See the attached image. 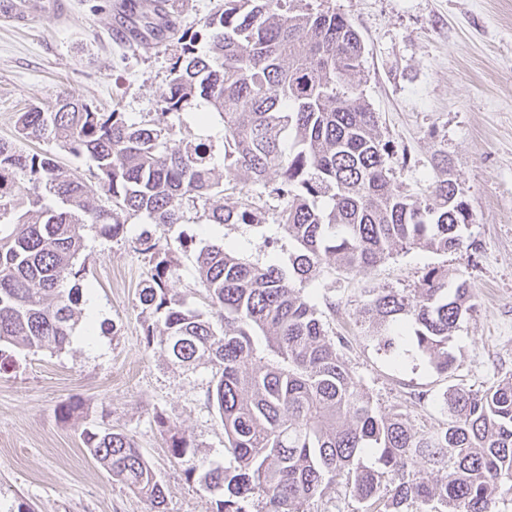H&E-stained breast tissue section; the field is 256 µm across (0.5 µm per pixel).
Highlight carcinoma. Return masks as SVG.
Segmentation results:
<instances>
[{
    "mask_svg": "<svg viewBox=\"0 0 512 512\" xmlns=\"http://www.w3.org/2000/svg\"><path fill=\"white\" fill-rule=\"evenodd\" d=\"M178 42L161 111L206 103L197 120L223 123L224 176L206 143L177 144L169 125L131 122L117 108L99 112L70 95L18 113L17 131L87 158L108 204H91L83 178L54 158L0 139V220L12 215L17 224L0 236V370L9 348L56 352L69 343L81 314L74 260L83 226L115 239L131 217L164 227L199 205L210 224H251L250 190H239L232 208L213 200L241 173L264 184L274 173L273 192L284 203L279 227L300 253L286 272L244 262L224 244L200 252L198 277L218 323L187 308L170 286L169 245L142 235L134 241L154 263L139 292L146 347L187 370L211 365L206 402L236 465L197 460L176 423L159 414L171 457L215 498L214 512H249L256 498L265 512H306L333 484L364 512H494L499 484L512 479V377L484 390L448 387L447 422L417 431L406 413L381 409L355 381L347 338L328 336L295 287L325 261L348 274L398 248H463L474 215L450 177L448 155L434 153L427 194L414 197L396 183L389 143L363 95L362 38L334 10L313 12L302 0H223L202 31ZM46 194L62 207L41 206ZM474 306L467 281L451 287L447 272L432 267L412 289L369 290L359 315L366 339L386 349L410 340L437 373L451 375L457 359L448 342ZM257 335L271 355L260 367ZM83 443L112 479L163 512L164 486L131 437L86 429ZM430 470L440 477L429 479Z\"/></svg>",
    "mask_w": 512,
    "mask_h": 512,
    "instance_id": "obj_1",
    "label": "carcinoma"
}]
</instances>
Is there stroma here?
<instances>
[{"label":"stroma","mask_w":512,"mask_h":512,"mask_svg":"<svg viewBox=\"0 0 512 512\" xmlns=\"http://www.w3.org/2000/svg\"><path fill=\"white\" fill-rule=\"evenodd\" d=\"M61 2L24 31L0 21V138L85 176L95 205L106 197L85 159L52 140L20 138L17 113L69 94L101 112L117 106L130 120L147 115L173 125L179 140L207 139L223 160L219 118L203 126L190 108L177 117L160 112L176 38L165 30L149 35L150 49L135 54L114 38L130 27V4L142 9L145 0ZM307 2L335 9L361 35L362 89L390 144L396 182L407 194L423 192L433 154L444 151L475 215L462 250L399 249L351 274L326 263L299 285L328 335L349 340L353 374L381 406L405 412L415 429L438 428L447 419L439 401L448 386L482 390L512 374V0ZM250 190L258 205L251 224H211L203 209L191 207L170 227L129 221L132 234L169 242L177 265L172 285L206 316L216 311L196 282L200 250L230 242L242 260L284 269L298 252L278 227L282 201L270 186ZM83 238L76 264L99 304L98 330L88 335L77 324L62 351H18L0 371V512H150L148 502L87 454L83 430L105 427L129 435L160 476L165 512H211L210 496L171 457L155 421L159 414L174 419L199 458L229 464L224 429L205 400L211 368L186 372L146 349L138 293L151 274L148 257L125 239L103 238L91 224ZM434 266L477 293L476 311L448 344L458 359L449 378L412 343H398L391 354L379 350L365 339L358 315L366 290L414 288ZM330 302L335 311L327 310ZM418 392L424 404H413ZM70 402L79 403L80 414L62 419L60 409Z\"/></svg>","instance_id":"1"}]
</instances>
